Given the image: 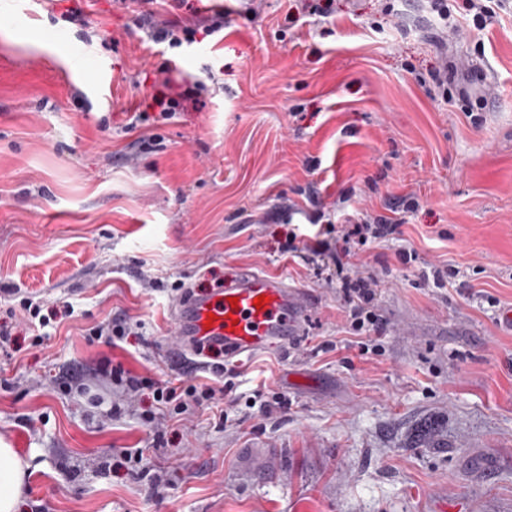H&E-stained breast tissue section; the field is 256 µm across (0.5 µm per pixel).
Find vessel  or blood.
Segmentation results:
<instances>
[{"label": "vessel or blood", "instance_id": "obj_1", "mask_svg": "<svg viewBox=\"0 0 512 512\" xmlns=\"http://www.w3.org/2000/svg\"><path fill=\"white\" fill-rule=\"evenodd\" d=\"M259 298L264 301L260 309L254 305ZM306 309L300 290L283 278L252 272L224 289L192 295L177 309L174 320L183 347L203 354L219 348L231 359L273 343L292 347Z\"/></svg>", "mask_w": 512, "mask_h": 512}]
</instances>
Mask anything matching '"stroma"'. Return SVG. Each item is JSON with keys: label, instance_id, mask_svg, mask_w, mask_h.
Segmentation results:
<instances>
[{"label": "stroma", "instance_id": "35a3bbf8", "mask_svg": "<svg viewBox=\"0 0 512 512\" xmlns=\"http://www.w3.org/2000/svg\"><path fill=\"white\" fill-rule=\"evenodd\" d=\"M322 3L317 20L300 0L246 19L239 0H185L181 15L221 8L230 27L158 52L118 0H0L17 16L0 23V289L74 309L0 354V444L27 465L17 512H512V331L498 321L512 305V11L476 31L449 0L467 30L448 51L486 99L473 119L415 80L440 62L417 0L405 34L371 30L384 0ZM74 4L108 37L90 49L107 82L43 36L78 43L62 19ZM167 62L179 82L223 69L224 87L205 85L145 150L122 126ZM309 188L385 216L420 199L402 240L346 259L379 280L369 352L311 252L288 249L292 230L316 231ZM402 248L416 261L402 265ZM430 265L454 266L460 286L424 284ZM239 271L300 289L307 319L291 353L237 363L217 403L177 416L104 383L121 407L109 419L61 388L103 357L222 387L177 359L170 289L209 293ZM116 315L130 336L88 340ZM260 384L287 408L252 407ZM125 448L141 460L104 471Z\"/></svg>", "mask_w": 512, "mask_h": 512}]
</instances>
